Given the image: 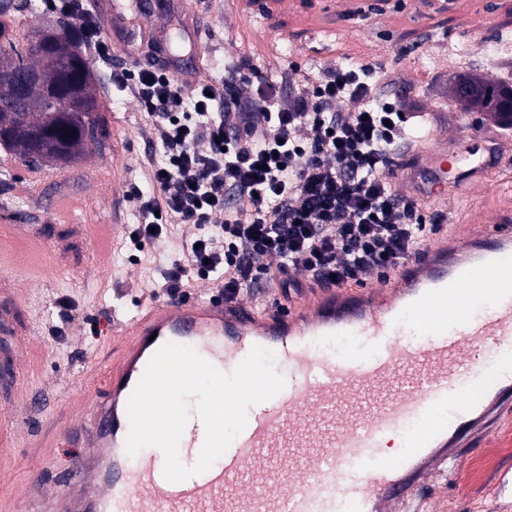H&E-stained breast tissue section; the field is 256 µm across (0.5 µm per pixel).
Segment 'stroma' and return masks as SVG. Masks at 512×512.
Instances as JSON below:
<instances>
[{
  "label": "stroma",
  "instance_id": "1",
  "mask_svg": "<svg viewBox=\"0 0 512 512\" xmlns=\"http://www.w3.org/2000/svg\"><path fill=\"white\" fill-rule=\"evenodd\" d=\"M368 10L355 16L356 7ZM53 13H0V31L23 41L47 27ZM168 45L178 68L202 61L221 78L225 63L250 59L270 80L282 74L317 80L336 64H370L378 94L397 97L419 133L453 132L461 126L496 129L512 140V127L496 126L483 112L452 100L454 76L448 52L467 48V73L512 85V56L487 63L488 42L512 40V0H170L146 31ZM97 116L106 147L56 168L25 166L0 149V369L20 374L9 393L0 392V415L16 425L1 446L8 458L0 479V512H15L41 449L35 431L49 434L96 393L85 383L88 360L111 359L118 341L114 318L135 314L141 300L159 290L160 272L195 237L191 224H171L161 237L134 247L128 230L138 222L131 196L148 191L159 157V134L136 99L113 91L109 65L91 63ZM433 120L422 123V114ZM459 201L444 224H466L476 212L512 207V161L479 189L457 191ZM68 197L76 208L59 219L52 198ZM46 393L45 412L27 417L28 393ZM432 512H512V413L455 459L435 467L424 489Z\"/></svg>",
  "mask_w": 512,
  "mask_h": 512
}]
</instances>
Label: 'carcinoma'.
Returning <instances> with one entry per match:
<instances>
[{
    "instance_id": "cac0c4a2",
    "label": "carcinoma",
    "mask_w": 512,
    "mask_h": 512,
    "mask_svg": "<svg viewBox=\"0 0 512 512\" xmlns=\"http://www.w3.org/2000/svg\"><path fill=\"white\" fill-rule=\"evenodd\" d=\"M23 77L37 74L46 93L22 95L0 78V147L29 166H51L80 158L101 146L96 115L95 81L71 39L70 23L62 15L54 25L30 35L22 44L3 40L0 69ZM451 96L463 109L487 112L500 125L506 119L503 90L493 81L470 74L459 77Z\"/></svg>"
}]
</instances>
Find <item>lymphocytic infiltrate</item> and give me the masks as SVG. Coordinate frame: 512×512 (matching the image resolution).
Returning a JSON list of instances; mask_svg holds the SVG:
<instances>
[{
	"mask_svg": "<svg viewBox=\"0 0 512 512\" xmlns=\"http://www.w3.org/2000/svg\"><path fill=\"white\" fill-rule=\"evenodd\" d=\"M65 13L90 55L112 44L90 0H47ZM147 61L112 70V86L133 95L160 133L154 190L140 199L132 243L166 225L200 227L161 275L168 297L193 280H213L237 297L257 283L298 288L294 272L338 285L397 270L441 223L389 181L406 116L373 96L372 65L328 68L312 91L285 93L249 61L225 65L220 82L175 69L164 45Z\"/></svg>",
	"mask_w": 512,
	"mask_h": 512,
	"instance_id": "obj_1",
	"label": "lymphocytic infiltrate"
}]
</instances>
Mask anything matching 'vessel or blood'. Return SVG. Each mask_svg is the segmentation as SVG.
Here are the masks:
<instances>
[{
  "mask_svg": "<svg viewBox=\"0 0 512 512\" xmlns=\"http://www.w3.org/2000/svg\"><path fill=\"white\" fill-rule=\"evenodd\" d=\"M497 133L460 129L408 141L391 175L421 203L481 186L505 162ZM484 311H476V304ZM118 355L92 366L101 393L88 422L63 431L85 453L68 483L34 486L45 512H389L414 505L435 463L512 408V210L479 231L453 226L394 274L358 289L323 282L289 305L249 299H151L114 330ZM356 342L336 353L337 339ZM192 347L232 372L253 346L272 350L286 386L253 405L245 429L204 473L172 483L164 455H128L127 404L164 344ZM498 355L490 370L488 347ZM403 452L382 455L387 435ZM205 431L189 419L180 455Z\"/></svg>",
  "mask_w": 512,
  "mask_h": 512,
  "instance_id": "obj_1",
  "label": "vessel or blood"
}]
</instances>
